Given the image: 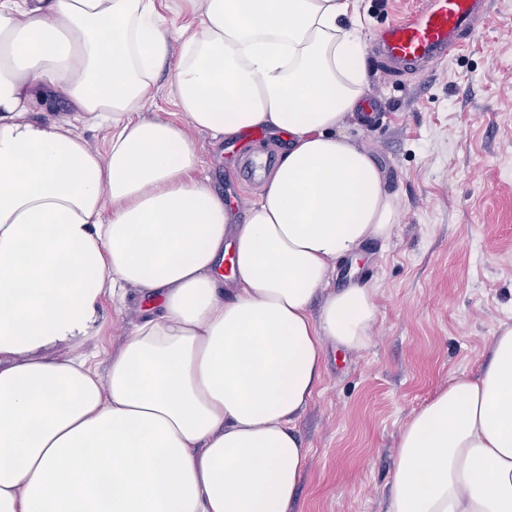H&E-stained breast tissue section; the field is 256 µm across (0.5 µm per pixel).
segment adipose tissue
I'll use <instances>...</instances> for the list:
<instances>
[{
    "label": "adipose tissue",
    "instance_id": "adipose-tissue-1",
    "mask_svg": "<svg viewBox=\"0 0 512 512\" xmlns=\"http://www.w3.org/2000/svg\"><path fill=\"white\" fill-rule=\"evenodd\" d=\"M177 13L0 0V512H289L325 346L369 340L373 290L328 289L396 222L344 133L368 85L357 0ZM172 55L182 125L144 114ZM260 128L287 144L238 224L190 133ZM131 288L160 310L98 373L79 348ZM387 512H512V323L401 427Z\"/></svg>",
    "mask_w": 512,
    "mask_h": 512
}]
</instances>
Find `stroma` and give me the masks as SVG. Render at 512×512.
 Here are the masks:
<instances>
[{
  "mask_svg": "<svg viewBox=\"0 0 512 512\" xmlns=\"http://www.w3.org/2000/svg\"><path fill=\"white\" fill-rule=\"evenodd\" d=\"M416 2L359 0L363 40ZM490 2L470 48L425 72L386 75L366 57L385 118L348 119L346 132L384 171L398 218L362 259L336 263L332 288H373L378 317L366 348L327 350L298 425L310 457L292 512H386L401 427L451 378L475 374L512 319V0ZM190 137L213 188L244 214L259 180L207 132ZM141 316L133 289L122 309L104 304L92 349L117 348Z\"/></svg>",
  "mask_w": 512,
  "mask_h": 512,
  "instance_id": "35a3bbf8",
  "label": "stroma"
}]
</instances>
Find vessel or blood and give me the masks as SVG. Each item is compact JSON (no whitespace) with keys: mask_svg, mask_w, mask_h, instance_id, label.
<instances>
[{"mask_svg":"<svg viewBox=\"0 0 512 512\" xmlns=\"http://www.w3.org/2000/svg\"><path fill=\"white\" fill-rule=\"evenodd\" d=\"M487 14V0H422L382 29L374 47L385 72L421 70L466 48Z\"/></svg>","mask_w":512,"mask_h":512,"instance_id":"vessel-or-blood-1","label":"vessel or blood"}]
</instances>
